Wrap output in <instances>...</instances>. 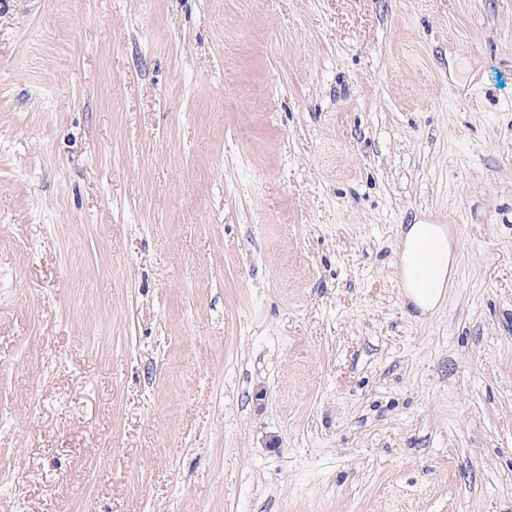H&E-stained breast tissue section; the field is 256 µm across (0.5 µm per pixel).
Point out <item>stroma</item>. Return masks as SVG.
I'll return each instance as SVG.
<instances>
[{
  "mask_svg": "<svg viewBox=\"0 0 512 512\" xmlns=\"http://www.w3.org/2000/svg\"><path fill=\"white\" fill-rule=\"evenodd\" d=\"M0 512H512V0H0ZM429 235L437 237L441 244V260L434 273L433 270L440 259V249L434 237L423 238ZM421 238L423 239L416 247L412 263L404 268V278L414 288L423 292H431L438 288L435 280L442 285L448 276L450 264L448 240L440 238L439 229L434 224H413L405 237L404 262L411 259L415 246Z\"/></svg>",
  "mask_w": 512,
  "mask_h": 512,
  "instance_id": "35a3bbf8",
  "label": "stroma"
}]
</instances>
